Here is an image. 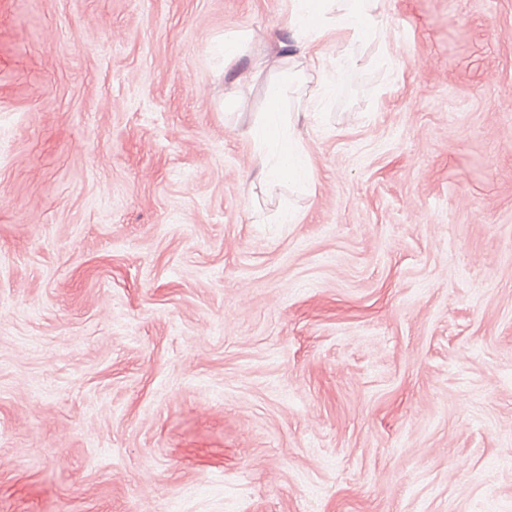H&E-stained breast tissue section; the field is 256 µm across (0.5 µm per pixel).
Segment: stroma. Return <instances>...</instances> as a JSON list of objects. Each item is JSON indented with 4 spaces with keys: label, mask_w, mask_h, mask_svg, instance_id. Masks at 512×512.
<instances>
[{
    "label": "stroma",
    "mask_w": 512,
    "mask_h": 512,
    "mask_svg": "<svg viewBox=\"0 0 512 512\" xmlns=\"http://www.w3.org/2000/svg\"><path fill=\"white\" fill-rule=\"evenodd\" d=\"M290 9L0 0V512H512V0H381L307 193ZM377 0H292L289 26L297 36V51L274 60L271 68L281 78L267 87L269 111L260 124L250 131L256 156L265 173L264 182L273 190L284 182L308 190L312 183V167L302 140L296 134L291 113L281 112V102L288 82H307L303 70L291 72L282 68L283 59L308 60L312 68L319 58L312 45L327 36H336L333 44L339 67H355L358 59L353 46L364 41L384 38V23L375 12ZM303 37L307 42H300Z\"/></svg>",
    "instance_id": "obj_1"
}]
</instances>
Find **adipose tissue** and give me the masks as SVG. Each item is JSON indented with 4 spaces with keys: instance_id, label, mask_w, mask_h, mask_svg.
<instances>
[{
    "instance_id": "adipose-tissue-1",
    "label": "adipose tissue",
    "mask_w": 512,
    "mask_h": 512,
    "mask_svg": "<svg viewBox=\"0 0 512 512\" xmlns=\"http://www.w3.org/2000/svg\"><path fill=\"white\" fill-rule=\"evenodd\" d=\"M289 26L300 38L297 57L311 62L318 58L313 42L335 36L336 61L343 68L356 66V43L384 36L382 15L371 0H292ZM272 67L280 78L267 87L269 110L263 122L251 130V139L268 188L286 183L305 190L312 183L310 160L290 113L280 108L287 84L304 81L305 75L284 69L278 59Z\"/></svg>"
}]
</instances>
